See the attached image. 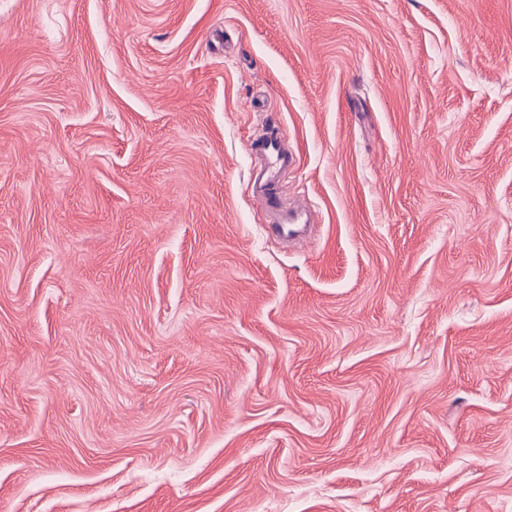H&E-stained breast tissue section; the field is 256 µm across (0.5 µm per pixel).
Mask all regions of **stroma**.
<instances>
[{
	"label": "stroma",
	"instance_id": "stroma-1",
	"mask_svg": "<svg viewBox=\"0 0 512 512\" xmlns=\"http://www.w3.org/2000/svg\"><path fill=\"white\" fill-rule=\"evenodd\" d=\"M0 512H512V0H0ZM284 135L279 129L270 127L267 134L251 142L252 149L260 155L264 162L267 178L256 189L255 197L261 206V212L265 215H274L287 211L288 216L277 224H268V230L275 236H294L300 224H306L302 220L301 211L286 208L281 199L279 188V176L285 166L295 161L292 154H285L282 143Z\"/></svg>",
	"mask_w": 512,
	"mask_h": 512
}]
</instances>
